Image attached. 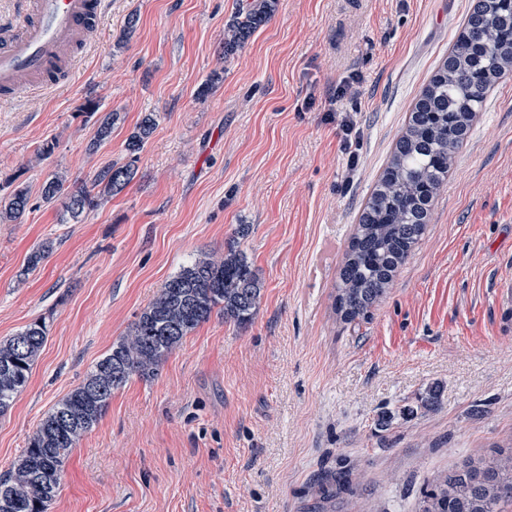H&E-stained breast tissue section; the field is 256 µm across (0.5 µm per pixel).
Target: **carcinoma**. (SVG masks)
I'll return each instance as SVG.
<instances>
[{
    "mask_svg": "<svg viewBox=\"0 0 512 512\" xmlns=\"http://www.w3.org/2000/svg\"><path fill=\"white\" fill-rule=\"evenodd\" d=\"M278 0H253L224 28V55L242 49L274 14ZM512 73V4L480 0L448 53L421 91L386 167L372 190L349 240L333 308L346 322L366 318L392 286L432 217L434 201L448 180L455 154L489 88ZM83 110L99 114L87 145L94 153L121 120L99 113L88 100ZM157 124L146 112L126 139L127 161L96 171L72 189L55 174L41 186L43 202H61L63 215L77 222L122 192L134 179L140 153ZM31 209L29 189L0 197V221L17 222ZM263 281L248 257L234 248L224 255L201 254L164 283L127 335L112 344L84 380L43 418L23 454L0 476V512H49L67 456L98 423L112 393L132 377L150 378L162 361L212 313L238 325L252 321ZM46 324L34 322L0 340V415L26 386L46 339ZM512 502V448L489 458L470 459L423 492L420 512H500Z\"/></svg>",
    "mask_w": 512,
    "mask_h": 512,
    "instance_id": "carcinoma-1",
    "label": "carcinoma"
}]
</instances>
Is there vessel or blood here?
Segmentation results:
<instances>
[{
    "label": "vessel or blood",
    "instance_id": "1",
    "mask_svg": "<svg viewBox=\"0 0 512 512\" xmlns=\"http://www.w3.org/2000/svg\"><path fill=\"white\" fill-rule=\"evenodd\" d=\"M103 0H21L0 18V100L69 85L76 53L96 39Z\"/></svg>",
    "mask_w": 512,
    "mask_h": 512
}]
</instances>
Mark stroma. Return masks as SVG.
Returning a JSON list of instances; mask_svg holds the SVG:
<instances>
[{
    "mask_svg": "<svg viewBox=\"0 0 512 512\" xmlns=\"http://www.w3.org/2000/svg\"><path fill=\"white\" fill-rule=\"evenodd\" d=\"M250 2L105 0L69 87L0 102V196L22 182L32 203L0 224V340L47 325L0 415V474L183 265L234 247L264 281L248 325L212 314L156 376L114 391L50 512H418L465 459L512 447V316L499 303L512 74L489 90L386 296L351 323L332 311L359 215L473 0H278L225 56V24ZM133 11L137 31L117 46ZM90 99L122 116L94 153ZM146 112L157 126L121 193L78 222L41 201L51 175L73 187L125 163ZM344 112L359 128L351 154ZM434 384L437 406L420 410Z\"/></svg>",
    "mask_w": 512,
    "mask_h": 512,
    "instance_id": "stroma-1",
    "label": "stroma"
}]
</instances>
